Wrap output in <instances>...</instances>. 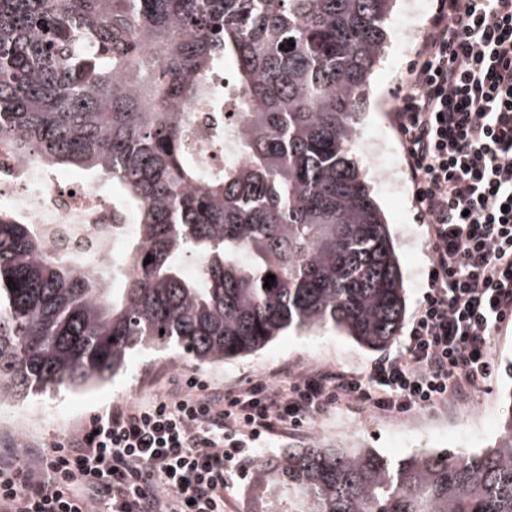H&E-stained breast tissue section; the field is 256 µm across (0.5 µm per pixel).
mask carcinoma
<instances>
[{
	"label": "carcinoma",
	"mask_w": 512,
	"mask_h": 512,
	"mask_svg": "<svg viewBox=\"0 0 512 512\" xmlns=\"http://www.w3.org/2000/svg\"><path fill=\"white\" fill-rule=\"evenodd\" d=\"M393 2L0 0V147L106 180L137 217L112 273L0 208L1 403L104 384L136 346L203 366L290 328L397 336L399 259L354 158ZM183 102L238 114L243 161L204 169ZM252 512H512V417L469 453L290 449L260 462Z\"/></svg>",
	"instance_id": "carcinoma-1"
}]
</instances>
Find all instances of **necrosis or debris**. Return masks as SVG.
Returning <instances> with one entry per match:
<instances>
[{
  "label": "necrosis or debris",
  "mask_w": 512,
  "mask_h": 512,
  "mask_svg": "<svg viewBox=\"0 0 512 512\" xmlns=\"http://www.w3.org/2000/svg\"><path fill=\"white\" fill-rule=\"evenodd\" d=\"M201 136L195 151L201 164L211 168L238 161L232 143L241 134L236 114H228V143L216 144L213 113L189 104L185 107ZM34 224L49 253L60 260L91 259L98 266H122L123 247L136 232L133 210L117 207L96 183H60L29 159L0 151V198Z\"/></svg>",
  "instance_id": "necrosis-or-debris-1"
}]
</instances>
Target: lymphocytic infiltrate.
I'll return each mask as SVG.
<instances>
[{"mask_svg": "<svg viewBox=\"0 0 512 512\" xmlns=\"http://www.w3.org/2000/svg\"><path fill=\"white\" fill-rule=\"evenodd\" d=\"M430 276L404 346L367 374L184 387L116 404L44 449L0 459V512H225L251 452L338 406L436 408L492 376L512 318V0H437L392 105Z\"/></svg>", "mask_w": 512, "mask_h": 512, "instance_id": "obj_1", "label": "lymphocytic infiltrate"}]
</instances>
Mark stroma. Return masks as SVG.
<instances>
[{
    "instance_id": "35a3bbf8",
    "label": "stroma",
    "mask_w": 512,
    "mask_h": 512,
    "mask_svg": "<svg viewBox=\"0 0 512 512\" xmlns=\"http://www.w3.org/2000/svg\"><path fill=\"white\" fill-rule=\"evenodd\" d=\"M435 0H397L388 25L386 51L371 77L362 117L361 138L380 139L383 157L357 149L355 157L365 170L395 239L405 289V313L413 315L428 266V241L412 203L406 162L389 109L398 92L402 71L413 59ZM414 36L404 37V27ZM393 170L384 179L380 166ZM402 344L394 338L383 351L370 350L330 329L289 331L260 351L199 366L179 359L176 353H132L123 370L103 386L89 390L63 389L29 402L31 420L24 425L0 427V453L9 448H47L63 440L108 406L145 398L168 386L172 380L197 378L208 384L235 389L255 376L287 382L290 374L318 368L367 371L380 354L396 353ZM498 367L494 376L471 390L460 403L461 413L449 420L446 408L411 411L397 416L369 415L357 410H333L288 437H274L259 459H272L291 448L314 442L351 447L364 444L392 458H402L420 448L463 452L491 443L507 416L512 398L507 397V374L512 371V322L501 324L494 338Z\"/></svg>"
}]
</instances>
